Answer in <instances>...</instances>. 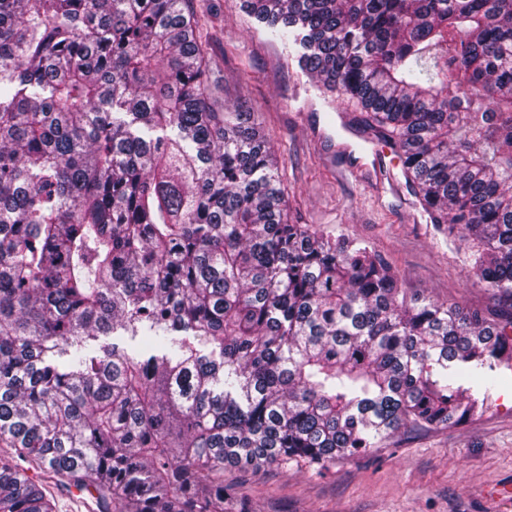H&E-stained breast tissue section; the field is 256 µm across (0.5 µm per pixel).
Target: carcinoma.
I'll use <instances>...</instances> for the list:
<instances>
[{"label": "carcinoma", "instance_id": "carcinoma-1", "mask_svg": "<svg viewBox=\"0 0 512 512\" xmlns=\"http://www.w3.org/2000/svg\"><path fill=\"white\" fill-rule=\"evenodd\" d=\"M390 133L507 303L407 299L288 223L250 113L216 111L192 0H0V445L99 512H236L224 468H321L452 427L512 370V0H242ZM121 329L130 352L93 343ZM0 512H55L0 458Z\"/></svg>", "mask_w": 512, "mask_h": 512}]
</instances>
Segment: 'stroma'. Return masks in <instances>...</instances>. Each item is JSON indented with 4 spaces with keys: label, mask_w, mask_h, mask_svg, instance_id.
Listing matches in <instances>:
<instances>
[{
    "label": "stroma",
    "mask_w": 512,
    "mask_h": 512,
    "mask_svg": "<svg viewBox=\"0 0 512 512\" xmlns=\"http://www.w3.org/2000/svg\"><path fill=\"white\" fill-rule=\"evenodd\" d=\"M203 47L219 79L215 108L251 113L279 160L289 223L354 239L383 258L410 298H429L490 313L503 301L471 269L468 243L432 224L413 191L377 196L345 174L376 133L353 101L318 87L302 69L295 46L249 17L241 0H193ZM341 105L351 133L333 122ZM55 512H97L88 493L66 489L29 468ZM225 485L253 512H512L492 487L512 489V371H502L483 412L439 428L408 425L371 454L317 469L304 463L260 470L225 469Z\"/></svg>",
    "instance_id": "1"
}]
</instances>
